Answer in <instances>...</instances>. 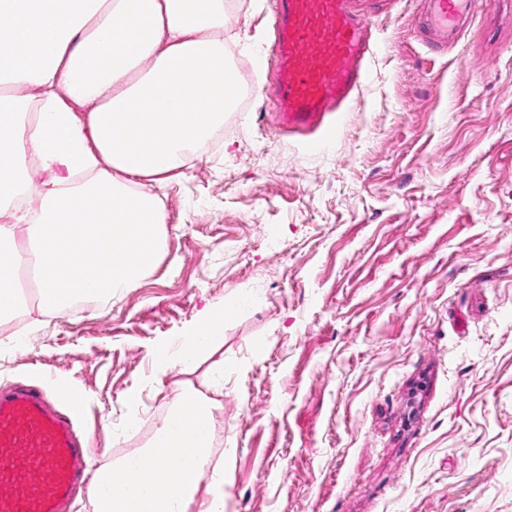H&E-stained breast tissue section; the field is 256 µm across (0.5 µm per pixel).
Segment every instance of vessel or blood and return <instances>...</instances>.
Instances as JSON below:
<instances>
[{"label": "vessel or blood", "mask_w": 512, "mask_h": 512, "mask_svg": "<svg viewBox=\"0 0 512 512\" xmlns=\"http://www.w3.org/2000/svg\"><path fill=\"white\" fill-rule=\"evenodd\" d=\"M423 26L441 46L489 0H422ZM276 125L310 134V152L331 145L375 55L360 0H272ZM83 411L68 385L55 399L32 385L0 388V512H65L81 487L86 443L72 419Z\"/></svg>", "instance_id": "1"}]
</instances>
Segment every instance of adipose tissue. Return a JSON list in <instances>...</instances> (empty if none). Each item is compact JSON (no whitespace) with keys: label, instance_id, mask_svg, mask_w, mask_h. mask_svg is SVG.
Returning <instances> with one entry per match:
<instances>
[{"label":"adipose tissue","instance_id":"obj_1","mask_svg":"<svg viewBox=\"0 0 512 512\" xmlns=\"http://www.w3.org/2000/svg\"><path fill=\"white\" fill-rule=\"evenodd\" d=\"M227 17L225 0H0V80L40 90L35 103L0 94V206L29 157L63 172L44 184L38 223L17 212L0 224V314L18 310L13 277L28 267L53 313L97 309L155 267L164 218L131 188L184 168L236 103L238 77L210 37ZM86 101L90 112H73ZM225 310L211 306L155 348L156 374L195 364L221 339ZM223 393L220 375L180 388L146 448L94 467V512H190L196 502L225 512L224 467L211 455Z\"/></svg>","mask_w":512,"mask_h":512}]
</instances>
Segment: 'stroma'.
Returning <instances> with one entry per match:
<instances>
[{
    "label": "stroma",
    "instance_id": "35a3bbf8",
    "mask_svg": "<svg viewBox=\"0 0 512 512\" xmlns=\"http://www.w3.org/2000/svg\"><path fill=\"white\" fill-rule=\"evenodd\" d=\"M421 7L368 0L380 49L325 153L257 92L140 180L165 201L156 266L96 314L29 321L0 386L67 382L104 465L220 363L228 512H512V0L450 48ZM228 8L221 39L268 83L270 0ZM234 296L223 343L151 385V350Z\"/></svg>",
    "mask_w": 512,
    "mask_h": 512
}]
</instances>
